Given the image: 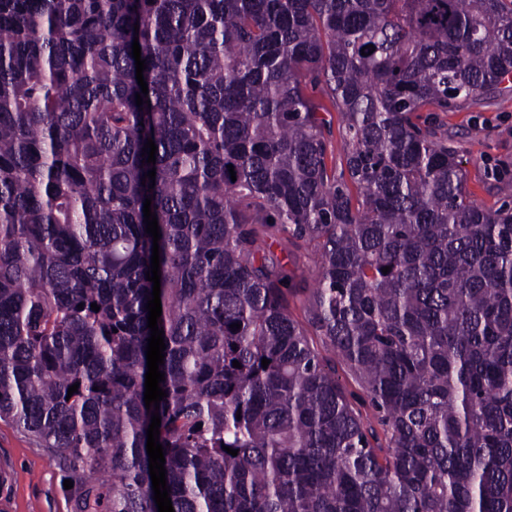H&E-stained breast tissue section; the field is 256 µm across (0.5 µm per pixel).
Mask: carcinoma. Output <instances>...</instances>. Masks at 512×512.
Wrapping results in <instances>:
<instances>
[{
    "instance_id": "cac0c4a2",
    "label": "carcinoma",
    "mask_w": 512,
    "mask_h": 512,
    "mask_svg": "<svg viewBox=\"0 0 512 512\" xmlns=\"http://www.w3.org/2000/svg\"><path fill=\"white\" fill-rule=\"evenodd\" d=\"M510 80L512 0H0V420L79 512H158L155 410L175 512H512V207L436 116ZM271 228L316 243L304 324ZM336 379L341 384V386L346 390L347 393L353 395V402L355 407L358 408L363 416L370 418V411L364 401V395L357 383L351 377V375L346 371L345 367L336 361Z\"/></svg>"
}]
</instances>
